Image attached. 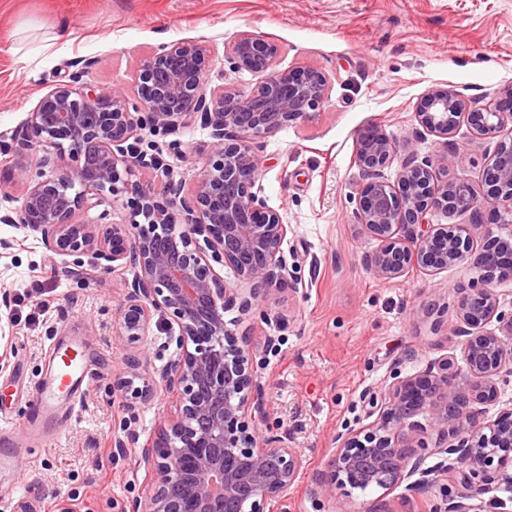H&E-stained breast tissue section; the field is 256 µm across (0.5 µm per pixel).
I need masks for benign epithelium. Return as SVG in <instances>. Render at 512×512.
I'll return each instance as SVG.
<instances>
[{"instance_id": "benign-epithelium-1", "label": "benign epithelium", "mask_w": 512, "mask_h": 512, "mask_svg": "<svg viewBox=\"0 0 512 512\" xmlns=\"http://www.w3.org/2000/svg\"><path fill=\"white\" fill-rule=\"evenodd\" d=\"M277 46L244 31L224 46L232 68L259 76L248 91L211 86L209 49L203 40H176L145 57L135 75L137 97L105 93L84 81L87 67L71 72L36 104L26 120L28 143L38 153L27 163L15 156L14 138L0 133V154L12 158V177L26 184L19 208L0 213V223L41 235L56 256L92 255V268L137 267L119 304L116 336L132 349L150 336L153 319L174 323L178 353L159 380H142L140 361L126 358L132 377L121 390L143 402L173 398L174 411L155 441L139 449V464L152 472L130 512H271L306 467L288 432L269 425L257 381L259 347L228 326L231 308L265 313L273 287L288 277L280 213L253 188L260 158L257 141L285 126L309 120L325 103V76L317 70L280 71ZM200 115L211 128L208 162L183 195L157 153L139 149V131H179ZM466 117L474 133L498 144L483 182L496 204L495 221H482L474 186L458 178L433 182L436 161L401 156L399 144L371 126L359 134L357 159L367 174L355 219L378 247L364 257L378 277L397 279L410 269L433 273L464 267L472 281L457 288L455 309L462 365L444 357L426 371L403 377L378 396L369 394L374 421L338 434L309 495L340 512H390L386 498L409 499L429 488L423 423L438 428L435 451L446 455L443 474L455 492L447 512H481V496L512 485V408L487 417L499 403L500 381L512 375V315L499 311V282L512 279V86L492 103L466 110L462 96L432 90L418 117L431 133L447 136ZM400 160L397 184L381 170ZM163 174L159 188L127 179L133 169ZM135 196L128 224H85L75 215L99 206L103 193ZM443 209L470 216L468 224H432ZM143 217L138 221L137 217ZM484 243H474V231ZM234 273L231 288L211 262ZM498 331L487 329L492 321ZM382 493L367 497V491Z\"/></svg>"}]
</instances>
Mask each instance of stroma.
<instances>
[{
    "label": "stroma",
    "mask_w": 512,
    "mask_h": 512,
    "mask_svg": "<svg viewBox=\"0 0 512 512\" xmlns=\"http://www.w3.org/2000/svg\"><path fill=\"white\" fill-rule=\"evenodd\" d=\"M63 17L71 34L59 40ZM243 31L278 46L277 70L311 68L328 81L319 113L258 143L260 196L288 226L287 286L272 293L267 317L231 309L224 318L253 340L278 339L257 378L271 425L289 430L307 461L286 512H332L308 493L313 472L337 434L369 424V392L460 356L453 314L457 286L469 279L451 268L385 280L366 266L378 243L353 215L365 181L358 134L375 125L418 159L449 155V167L435 170L438 182L461 177L481 188L496 140L464 121L449 137L430 133L417 106L429 91L449 88L477 107L512 84V0H0V132L23 142L29 112L71 63L88 61L86 79L98 90L131 94L141 58L180 39L207 40L210 84L252 88L258 75L224 58L225 43ZM141 137L143 149L157 150L188 185L210 154L211 130L195 117L178 133L145 129ZM135 272L130 264L82 282L39 235L0 223V291L10 294L0 306V413L26 418L30 386L45 374L61 329L87 343L95 370L71 414L41 439L17 438L22 479H0V512H45L52 501L67 512H125L140 496L145 472L135 449L155 439L170 403L127 402L117 384L128 376V354L152 377L174 349L162 326L132 352L115 335ZM130 434L134 446L101 458V449ZM417 438L428 448L424 467L434 486L409 500L391 496L392 512H443L454 484L441 474L435 432Z\"/></svg>",
    "instance_id": "35a3bbf8"
}]
</instances>
